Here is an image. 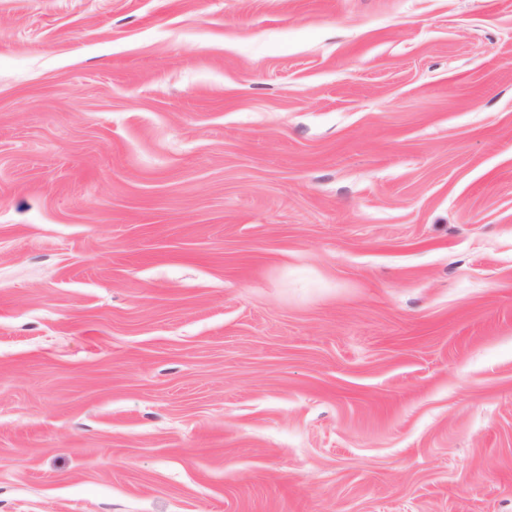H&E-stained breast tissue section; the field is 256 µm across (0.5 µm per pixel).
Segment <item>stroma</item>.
Returning a JSON list of instances; mask_svg holds the SVG:
<instances>
[{"instance_id": "35a3bbf8", "label": "stroma", "mask_w": 512, "mask_h": 512, "mask_svg": "<svg viewBox=\"0 0 512 512\" xmlns=\"http://www.w3.org/2000/svg\"><path fill=\"white\" fill-rule=\"evenodd\" d=\"M0 512H512V0H0Z\"/></svg>"}]
</instances>
